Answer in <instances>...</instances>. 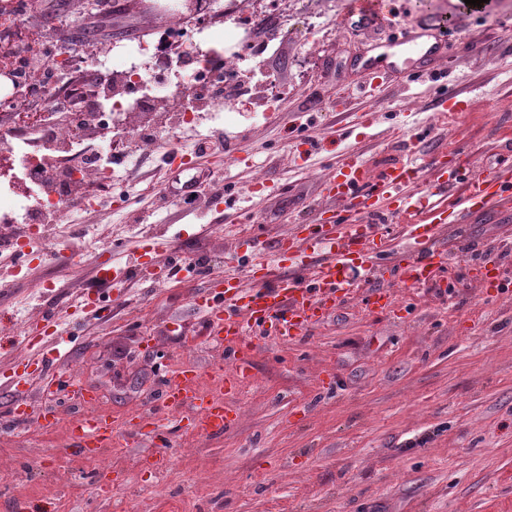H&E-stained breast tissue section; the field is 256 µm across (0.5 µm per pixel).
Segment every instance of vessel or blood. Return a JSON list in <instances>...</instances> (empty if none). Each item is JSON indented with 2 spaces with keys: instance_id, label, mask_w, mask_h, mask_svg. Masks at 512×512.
Listing matches in <instances>:
<instances>
[{
  "instance_id": "vessel-or-blood-1",
  "label": "vessel or blood",
  "mask_w": 512,
  "mask_h": 512,
  "mask_svg": "<svg viewBox=\"0 0 512 512\" xmlns=\"http://www.w3.org/2000/svg\"><path fill=\"white\" fill-rule=\"evenodd\" d=\"M320 198L313 219L296 225L293 235L267 248L247 243L245 275L225 274L223 289L193 298L211 340L222 344L231 360L229 370L217 374L224 394L252 376L254 330L286 340L305 334L354 295V271L369 270L379 259L403 287L437 279L447 261L443 242L455 225L468 214L512 206V165L479 172L471 157L444 148L428 154L408 151L376 172L362 155L350 153L321 181ZM393 219L404 221L406 229L407 245L398 261L389 260L390 249L380 235L381 225ZM167 250L162 242L150 245L151 253L166 257V279L186 278L188 267L167 258ZM22 366L7 376L8 386H19L35 373L46 376L48 397L67 396L92 406L71 376L55 373L53 359L31 357ZM159 406L133 423L89 411L78 415L68 429L69 444L92 459L134 431L163 447L170 435L165 413L186 406L192 409L186 423L192 432L218 437L238 419L222 397L203 391L200 371L189 365L165 378Z\"/></svg>"
}]
</instances>
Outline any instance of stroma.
<instances>
[{
  "mask_svg": "<svg viewBox=\"0 0 512 512\" xmlns=\"http://www.w3.org/2000/svg\"><path fill=\"white\" fill-rule=\"evenodd\" d=\"M247 2L284 16L283 39L243 64L251 93L227 97L217 115L198 107L193 126L165 131L149 154L113 160L111 205L89 215L76 201L69 210V236L89 223L111 227L116 272L140 263L153 235L174 240L196 278L149 293L130 279L97 287L92 255L20 267L16 225L0 246V282L9 284L0 292V374L17 362L18 301L41 312L52 299L60 319L82 323L61 371L78 372L113 417L150 413L166 370L189 364L206 376L227 365L193 294L237 268L236 240H274L308 222L338 155L383 165L386 134L431 150L445 135L431 124L436 98L453 92L464 100L446 120L460 132L456 149L481 171L504 160L493 130L512 123V0H390L393 18L382 26L347 21L349 0ZM404 24L441 30L446 62L364 97L356 61ZM163 26L129 0L118 16L64 31L112 43L140 35L148 66ZM346 93L378 119L341 136L336 108ZM207 136L223 139V150L197 153ZM173 151L188 164L169 163ZM205 176L210 188L186 203V185ZM456 237L462 246L441 283L394 288L395 304L383 310L353 297L295 340L258 338L252 378L227 397L239 418L218 438L178 431L157 447L129 436L104 448L106 468L63 450L80 403L44 397L36 377L0 386V417L20 401L34 414L65 412L51 431L0 429V459L12 463L0 470V512H22V498L32 512H512V294L481 287L468 269L492 246L512 245V211L473 214ZM40 456L52 467L40 468ZM99 476L111 489L96 486Z\"/></svg>",
  "mask_w": 512,
  "mask_h": 512,
  "instance_id": "1",
  "label": "stroma"
}]
</instances>
